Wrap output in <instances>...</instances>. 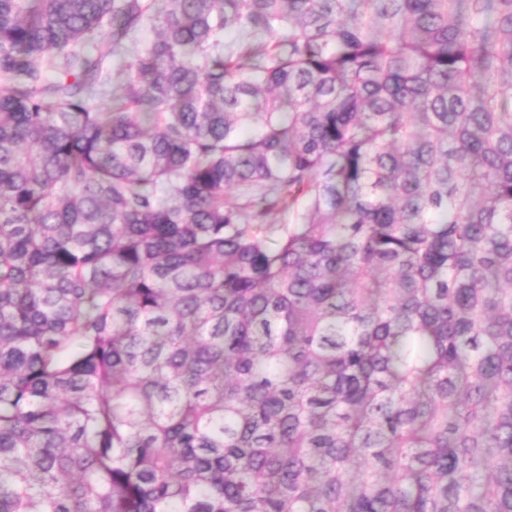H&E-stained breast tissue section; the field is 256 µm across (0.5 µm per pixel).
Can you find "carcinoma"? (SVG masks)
Listing matches in <instances>:
<instances>
[{
    "label": "carcinoma",
    "mask_w": 512,
    "mask_h": 512,
    "mask_svg": "<svg viewBox=\"0 0 512 512\" xmlns=\"http://www.w3.org/2000/svg\"><path fill=\"white\" fill-rule=\"evenodd\" d=\"M0 512H512V0H0Z\"/></svg>",
    "instance_id": "obj_1"
}]
</instances>
